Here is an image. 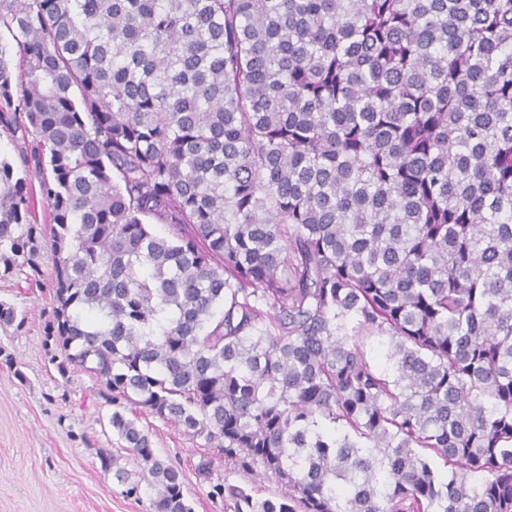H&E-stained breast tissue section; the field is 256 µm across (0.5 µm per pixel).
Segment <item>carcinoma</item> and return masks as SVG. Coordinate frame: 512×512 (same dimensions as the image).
Wrapping results in <instances>:
<instances>
[{
  "mask_svg": "<svg viewBox=\"0 0 512 512\" xmlns=\"http://www.w3.org/2000/svg\"><path fill=\"white\" fill-rule=\"evenodd\" d=\"M2 32L0 278L52 293L127 493L193 512L145 413L281 487L210 484L234 512H512V0H0Z\"/></svg>",
  "mask_w": 512,
  "mask_h": 512,
  "instance_id": "cac0c4a2",
  "label": "carcinoma"
}]
</instances>
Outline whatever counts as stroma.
Returning a JSON list of instances; mask_svg holds the SVG:
<instances>
[{
    "label": "stroma",
    "instance_id": "35a3bbf8",
    "mask_svg": "<svg viewBox=\"0 0 512 512\" xmlns=\"http://www.w3.org/2000/svg\"><path fill=\"white\" fill-rule=\"evenodd\" d=\"M0 300L26 319L23 327L0 328V512H148L147 486L126 494L101 468L103 451L137 468L112 432L113 406L101 383L85 372L60 375L51 361L43 335L49 293L21 277L0 279ZM143 426L156 455L181 471L194 512H231L196 473L202 440L153 417Z\"/></svg>",
    "mask_w": 512,
    "mask_h": 512
}]
</instances>
